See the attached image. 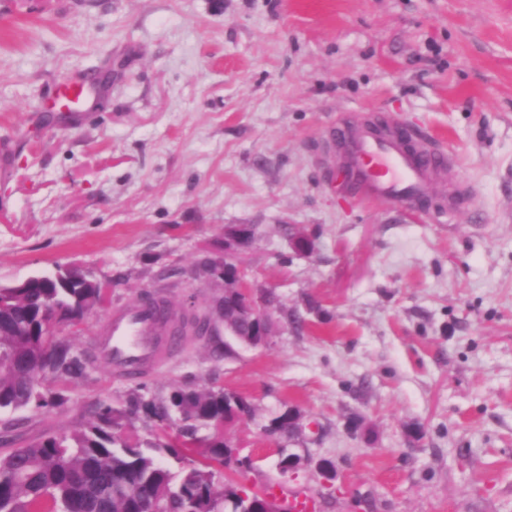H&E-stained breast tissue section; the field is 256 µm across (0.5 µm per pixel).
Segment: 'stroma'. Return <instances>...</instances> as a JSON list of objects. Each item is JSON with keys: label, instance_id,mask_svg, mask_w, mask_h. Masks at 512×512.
Segmentation results:
<instances>
[{"label": "stroma", "instance_id": "1", "mask_svg": "<svg viewBox=\"0 0 512 512\" xmlns=\"http://www.w3.org/2000/svg\"><path fill=\"white\" fill-rule=\"evenodd\" d=\"M105 69L64 111L58 82ZM376 112L453 151L473 203L349 196L328 132ZM234 224L270 335L183 342L147 379L252 404L225 429L242 482L316 512H512V0H0V284L110 282L69 334L87 352L144 295L205 308L224 283L191 271ZM88 372L13 413L15 446L122 404L129 379ZM291 408L293 475L265 435Z\"/></svg>", "mask_w": 512, "mask_h": 512}]
</instances>
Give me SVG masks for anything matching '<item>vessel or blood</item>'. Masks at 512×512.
I'll list each match as a JSON object with an SVG mask.
<instances>
[{
  "mask_svg": "<svg viewBox=\"0 0 512 512\" xmlns=\"http://www.w3.org/2000/svg\"><path fill=\"white\" fill-rule=\"evenodd\" d=\"M87 85L76 76L63 78L57 85V98L83 99ZM378 116L362 126L349 129L336 126L330 140L336 148L339 167L346 173V188L355 199L384 202L403 209L424 207L433 178H456L449 208L468 205L469 186L460 181L455 156L441 148L427 147L412 130L389 125L385 132L374 129ZM102 358L115 375H136L167 361L174 346L166 339L158 313L136 305L114 309L96 338Z\"/></svg>",
  "mask_w": 512,
  "mask_h": 512,
  "instance_id": "vessel-or-blood-1",
  "label": "vessel or blood"
}]
</instances>
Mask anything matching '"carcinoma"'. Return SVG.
<instances>
[{"mask_svg":"<svg viewBox=\"0 0 512 512\" xmlns=\"http://www.w3.org/2000/svg\"><path fill=\"white\" fill-rule=\"evenodd\" d=\"M100 283L71 268L34 275L0 288V411L59 407L66 388L89 378L90 356L69 337L42 336L46 312L69 326L99 309ZM47 382L58 384L46 390ZM251 412L244 401H224V390L180 387L152 393L132 386L123 407L99 404L87 423L0 452V512H129L139 497L164 510L213 512L214 469L224 461V415ZM155 431L133 444L124 435L130 416ZM185 464L180 494L169 495L173 473L163 459Z\"/></svg>","mask_w":512,"mask_h":512,"instance_id":"carcinoma-1","label":"carcinoma"}]
</instances>
